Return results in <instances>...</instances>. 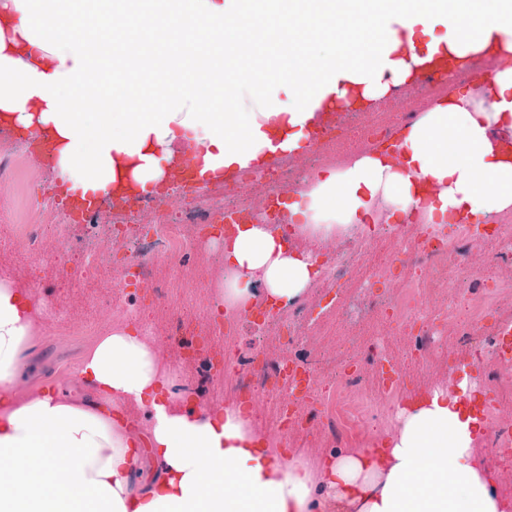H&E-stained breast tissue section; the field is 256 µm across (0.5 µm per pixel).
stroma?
I'll return each instance as SVG.
<instances>
[{
    "instance_id": "35a3bbf8",
    "label": "stroma",
    "mask_w": 512,
    "mask_h": 512,
    "mask_svg": "<svg viewBox=\"0 0 512 512\" xmlns=\"http://www.w3.org/2000/svg\"><path fill=\"white\" fill-rule=\"evenodd\" d=\"M38 176L37 168L28 162L16 168L11 180L0 182V278L7 276L33 285L34 298L44 307L28 356L34 369L28 378L29 384L49 382L75 397L90 399L94 393L79 380L75 369L84 354L95 345L98 334L123 322L128 309L122 297H105L81 284L74 285L70 295L58 297V282L72 270L70 257L86 245L87 236L82 225L66 224L60 230L42 232L37 239V250L43 258L39 267L22 263L15 255L10 232L12 225L34 224L39 219L27 194ZM368 241L363 260L338 294L348 297L362 293L373 270L385 264L392 267L386 285L393 294H400L413 278V268L392 265L396 246L393 237L376 231L369 235ZM222 248L221 240L206 237L201 239L191 260L173 263L157 258L151 277L166 285L165 294L155 298L150 288L138 291L141 298L138 310L155 339L163 362L177 372L182 381L195 386L204 398L220 405L235 400L238 376L233 370L225 374H208L212 352L223 351L225 359L231 361L258 344L246 320L225 322L223 315L209 305L218 279L215 260L221 257ZM334 294L328 288L309 293L310 303L320 306L321 312L298 338L299 344L312 356L313 370L319 378L326 380L334 379L344 365L338 352L336 320L327 310ZM175 319L192 331L198 350L197 363L187 362L178 347L171 345L165 336V329ZM506 324L512 325V305L508 304L493 310L473 336H460L456 327H448L441 348L423 358L411 355L409 351L415 332L413 326L388 327L380 323L371 334L379 339L393 360L402 381L398 397L405 402L420 392L447 384L452 377L465 375L474 381L482 379L483 371L474 361V347L495 340L501 326ZM257 408L262 415L257 428L272 444L284 446L294 457L308 462L321 460L324 450L315 434L293 425L282 426L279 402L261 397L257 400Z\"/></svg>"
}]
</instances>
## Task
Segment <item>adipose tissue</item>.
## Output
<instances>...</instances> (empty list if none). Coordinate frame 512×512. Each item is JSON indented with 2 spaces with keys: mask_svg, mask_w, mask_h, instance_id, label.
Wrapping results in <instances>:
<instances>
[{
  "mask_svg": "<svg viewBox=\"0 0 512 512\" xmlns=\"http://www.w3.org/2000/svg\"><path fill=\"white\" fill-rule=\"evenodd\" d=\"M484 52L512 54V0H0V126L51 135L74 188L145 191L188 156L212 185L300 153L321 113ZM286 212L315 240L512 214V68L321 168ZM224 266L218 294L239 310L296 302L319 273L263 224L237 226ZM42 316L29 285L0 279V512H503L468 379L401 407L379 462L360 448L314 467L177 384L134 314L76 371L94 399L22 389Z\"/></svg>",
  "mask_w": 512,
  "mask_h": 512,
  "instance_id": "1",
  "label": "adipose tissue"
}]
</instances>
